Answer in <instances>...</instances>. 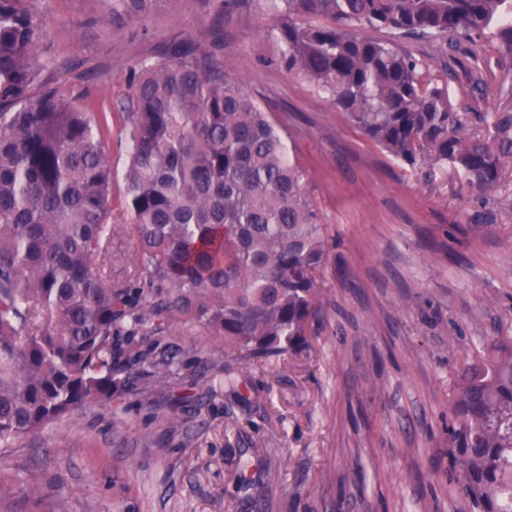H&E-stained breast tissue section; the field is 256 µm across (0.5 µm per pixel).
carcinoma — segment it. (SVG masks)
<instances>
[{
	"mask_svg": "<svg viewBox=\"0 0 512 512\" xmlns=\"http://www.w3.org/2000/svg\"><path fill=\"white\" fill-rule=\"evenodd\" d=\"M282 62L409 166L423 153L480 193L512 165V98L462 136L448 84L365 33L427 39L483 92L484 42L512 60V0H269ZM147 0H110L136 20ZM320 18L322 23L309 22ZM33 0H0V442L91 404L135 373L160 386L172 317L224 337V358L265 363L308 345L329 260L306 172L273 115L210 49L180 34L128 80L124 200L135 268L107 283L112 169L98 115L74 108L39 61ZM152 322L145 338L142 323ZM449 478L469 512H512V336L457 372Z\"/></svg>",
	"mask_w": 512,
	"mask_h": 512,
	"instance_id": "obj_1",
	"label": "carcinoma"
}]
</instances>
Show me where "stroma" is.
Returning <instances> with one entry per match:
<instances>
[{
	"instance_id": "obj_1",
	"label": "stroma",
	"mask_w": 512,
	"mask_h": 512,
	"mask_svg": "<svg viewBox=\"0 0 512 512\" xmlns=\"http://www.w3.org/2000/svg\"><path fill=\"white\" fill-rule=\"evenodd\" d=\"M34 8L51 81L110 130L113 283L135 258L117 135L128 75L177 32L287 129L331 247L307 348L237 365L233 393L223 338L172 322L162 341L180 370L153 396L137 378L110 406L0 444V512H468L448 485L445 426L460 366L512 335V168L481 201L452 165L396 162L285 68L265 0H151L120 23L105 0ZM484 54L483 101L448 84L466 135L512 90L494 47Z\"/></svg>"
}]
</instances>
